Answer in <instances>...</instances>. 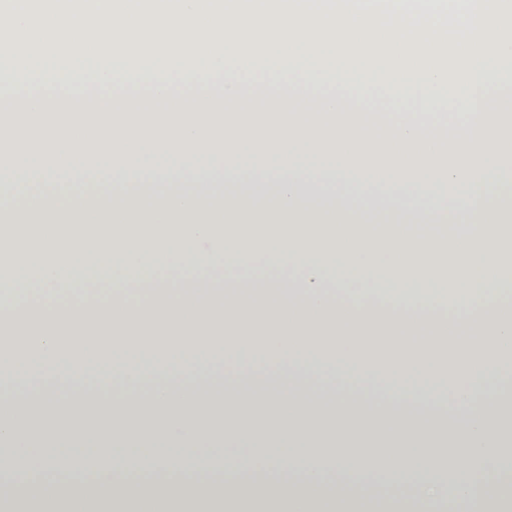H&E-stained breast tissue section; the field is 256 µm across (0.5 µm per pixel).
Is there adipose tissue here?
I'll return each instance as SVG.
<instances>
[{
  "instance_id": "adipose-tissue-1",
  "label": "adipose tissue",
  "mask_w": 512,
  "mask_h": 512,
  "mask_svg": "<svg viewBox=\"0 0 512 512\" xmlns=\"http://www.w3.org/2000/svg\"><path fill=\"white\" fill-rule=\"evenodd\" d=\"M330 149L337 163L363 159L365 181L327 180L298 164L290 143L97 145L16 158L0 177V372L16 379L121 363L129 376L165 364L185 383L214 365L355 376L393 400L451 394L470 404L501 385L512 357V186L491 172L390 149ZM277 152L274 168L216 157ZM161 155L173 166L137 183L75 194L47 184L96 157L112 168ZM197 166H178V158ZM459 186L451 214L429 202L426 181ZM456 216L451 246L419 229ZM280 262L270 287L189 289V274L228 278L245 263ZM97 451L104 478L122 475L82 512H448L449 497L485 492L477 512H512V399L468 424L304 401L298 393L173 400L122 388L106 401L10 399L0 388V512H72L65 477ZM131 448L152 472L194 474L187 488L130 475ZM405 479L410 498L363 497L362 485Z\"/></svg>"
}]
</instances>
